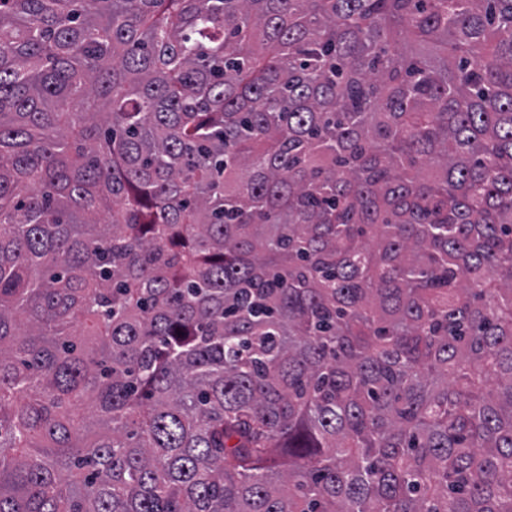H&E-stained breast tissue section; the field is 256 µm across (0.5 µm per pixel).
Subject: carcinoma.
<instances>
[{"label":"carcinoma","instance_id":"carcinoma-1","mask_svg":"<svg viewBox=\"0 0 512 512\" xmlns=\"http://www.w3.org/2000/svg\"><path fill=\"white\" fill-rule=\"evenodd\" d=\"M0 512H512V0H0Z\"/></svg>","mask_w":512,"mask_h":512}]
</instances>
